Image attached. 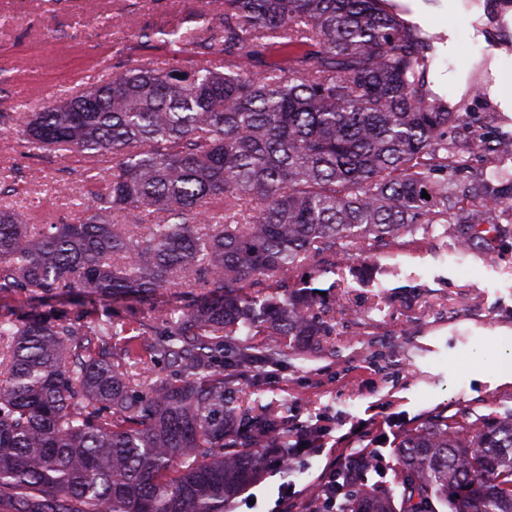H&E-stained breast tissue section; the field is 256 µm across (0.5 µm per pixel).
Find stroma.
Segmentation results:
<instances>
[{
	"label": "stroma",
	"mask_w": 512,
	"mask_h": 512,
	"mask_svg": "<svg viewBox=\"0 0 512 512\" xmlns=\"http://www.w3.org/2000/svg\"><path fill=\"white\" fill-rule=\"evenodd\" d=\"M410 21L442 35L427 81L451 107L470 115L486 139L512 133V102L498 85L512 68V0H400ZM199 0H0V113L55 101L80 87L88 66L109 51L113 72L154 58L130 28L173 27ZM485 93H476L478 85ZM88 161L63 149L36 150L19 126H0V173L15 187L0 196L29 223L59 218L78 223ZM68 185L65 194L56 185ZM348 268L321 274L302 269L295 286L320 291V308L342 306L327 336L265 368L256 380L225 386L238 404L261 401L287 412L289 444L310 450L289 469L268 464L227 512H275L285 492L323 501L319 476L346 449L368 446L367 485L393 488L395 444L410 428L438 414L495 415L512 411V242L495 250L474 243L458 251L451 237L421 242L407 235Z\"/></svg>",
	"instance_id": "obj_1"
}]
</instances>
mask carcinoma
Masks as SVG:
<instances>
[{
    "label": "carcinoma",
    "instance_id": "obj_1",
    "mask_svg": "<svg viewBox=\"0 0 512 512\" xmlns=\"http://www.w3.org/2000/svg\"><path fill=\"white\" fill-rule=\"evenodd\" d=\"M187 26L135 38L166 60L5 116L39 149L112 167L86 177L79 224L0 204V296L78 297L73 313L0 315V512H224L285 448L254 376L330 325L295 271L323 272L406 234L512 239V171L457 172L498 145L427 75L434 37L389 0H204ZM271 51L282 62L252 63ZM193 54L205 64L178 67ZM427 192L430 199L422 197ZM200 287L129 325L112 302ZM263 340L255 342L254 337ZM400 505L361 484L339 512H512V413L436 416L396 445Z\"/></svg>",
    "mask_w": 512,
    "mask_h": 512
}]
</instances>
